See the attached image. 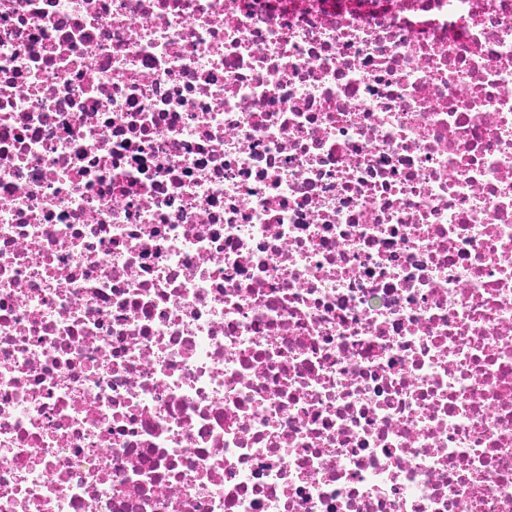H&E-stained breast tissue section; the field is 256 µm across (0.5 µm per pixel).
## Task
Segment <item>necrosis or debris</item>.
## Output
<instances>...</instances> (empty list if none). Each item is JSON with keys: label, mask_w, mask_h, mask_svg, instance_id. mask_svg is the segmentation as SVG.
<instances>
[{"label": "necrosis or debris", "mask_w": 512, "mask_h": 512, "mask_svg": "<svg viewBox=\"0 0 512 512\" xmlns=\"http://www.w3.org/2000/svg\"><path fill=\"white\" fill-rule=\"evenodd\" d=\"M0 512H512V0H0Z\"/></svg>", "instance_id": "necrosis-or-debris-1"}]
</instances>
